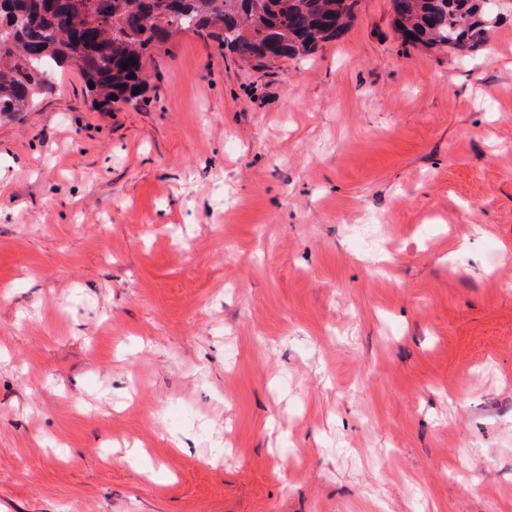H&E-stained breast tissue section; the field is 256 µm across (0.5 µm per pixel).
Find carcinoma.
<instances>
[{
  "label": "carcinoma",
  "mask_w": 512,
  "mask_h": 512,
  "mask_svg": "<svg viewBox=\"0 0 512 512\" xmlns=\"http://www.w3.org/2000/svg\"><path fill=\"white\" fill-rule=\"evenodd\" d=\"M187 18L176 21L167 0H4L0 31V116L10 119L55 89L52 73L78 67L100 107L135 98L146 87V65L179 27L218 31L239 59L258 65L313 53L342 39L358 0H180ZM403 41L447 47L466 58L512 13V0L489 8L486 0H391ZM135 58L137 64L128 63ZM128 67H122V64ZM116 98H111V95Z\"/></svg>",
  "instance_id": "obj_1"
}]
</instances>
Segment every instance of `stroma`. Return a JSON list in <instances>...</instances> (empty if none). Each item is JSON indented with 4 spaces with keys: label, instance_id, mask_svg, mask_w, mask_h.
I'll list each match as a JSON object with an SVG mask.
<instances>
[{
    "label": "stroma",
    "instance_id": "stroma-1",
    "mask_svg": "<svg viewBox=\"0 0 512 512\" xmlns=\"http://www.w3.org/2000/svg\"><path fill=\"white\" fill-rule=\"evenodd\" d=\"M393 22L0 119V512H512V16ZM490 9L486 0H391L394 26L404 42L447 47L466 58L489 37L493 24L512 14V1ZM501 14V15H500Z\"/></svg>",
    "mask_w": 512,
    "mask_h": 512
}]
</instances>
